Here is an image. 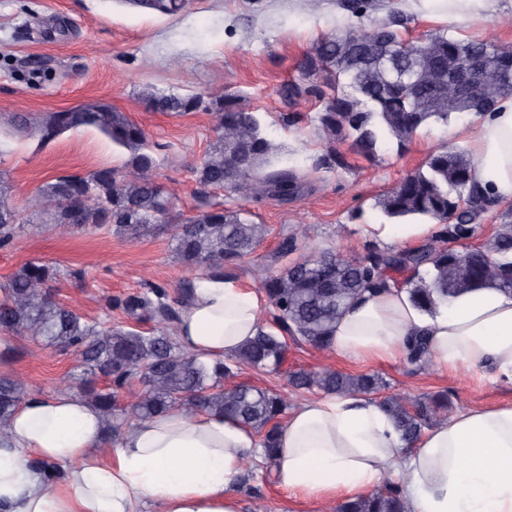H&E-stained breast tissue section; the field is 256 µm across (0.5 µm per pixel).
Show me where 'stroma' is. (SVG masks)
<instances>
[{"label":"stroma","mask_w":512,"mask_h":512,"mask_svg":"<svg viewBox=\"0 0 512 512\" xmlns=\"http://www.w3.org/2000/svg\"><path fill=\"white\" fill-rule=\"evenodd\" d=\"M347 2L187 0L180 14L161 16L127 0H0V113L39 119L66 108L112 105L145 130L160 162V183L178 188L174 209L190 215L206 193L190 167L214 140L210 117L204 112H155L140 95L147 89L180 96L239 95L280 146L282 165L305 175L307 189L285 202L242 201L225 190L211 193L225 206L245 209L268 229L255 251L229 269V276L259 286V268L283 266L277 252L286 236L293 237L300 255L336 251L354 257L379 251L382 243L362 234L363 225L387 221L376 205L378 197L439 147L468 148L477 117L454 114L448 122L430 123L401 153L388 145L368 157L347 141L330 148L318 139L313 123L322 107V82L304 76L303 61L321 38L342 29L366 30L396 13L403 15V33L412 39L445 30L461 39L512 46V0H501L493 18L457 21L449 20L436 0H415L407 11L400 0H361L356 15L347 10ZM292 83L302 89L293 99L287 95ZM332 149L343 156L344 166L329 161ZM128 158L127 150L93 128L64 133L46 144L16 132L0 147V169L10 171V199L19 206L58 175L119 167ZM36 257L60 272L51 284L55 300L76 308L87 321L134 325L141 331L154 329V321L133 323L111 308V300L155 286L173 296L184 280L195 276L177 261L165 233L129 241L103 228L60 239L46 225L30 223L0 249V281ZM324 367L378 374L389 394L417 397L447 391L452 415L512 405V383L488 369L428 374L404 357L357 361L318 351L300 339L289 341L278 371L241 364L233 381L285 393L294 407L319 392L292 389L290 374ZM0 377L23 378L43 395L64 390L79 394L87 386L106 385L81 365L77 352L22 338L12 353L0 355ZM235 493L240 512H322L321 503L290 493L268 476L260 457L246 465Z\"/></svg>","instance_id":"35a3bbf8"}]
</instances>
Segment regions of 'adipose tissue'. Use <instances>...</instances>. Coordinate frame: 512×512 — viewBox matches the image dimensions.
Wrapping results in <instances>:
<instances>
[{"mask_svg":"<svg viewBox=\"0 0 512 512\" xmlns=\"http://www.w3.org/2000/svg\"><path fill=\"white\" fill-rule=\"evenodd\" d=\"M472 177L512 202V95L482 113L471 138ZM264 302L243 281L208 275L181 309L179 344L204 359L235 354L262 323ZM333 349L393 360L426 337L435 370L492 368L512 382V292L482 286L424 313L405 290L362 293L333 332ZM252 429L180 409L135 421L118 438L80 395L28 396L0 426V512H239L234 488L258 454ZM57 465L50 481L42 463ZM279 483L321 501L363 495L404 473L405 512H512V407L467 409L406 443L379 402L323 395L295 406L282 427Z\"/></svg>","mask_w":512,"mask_h":512,"instance_id":"ef3b65f1","label":"adipose tissue"}]
</instances>
